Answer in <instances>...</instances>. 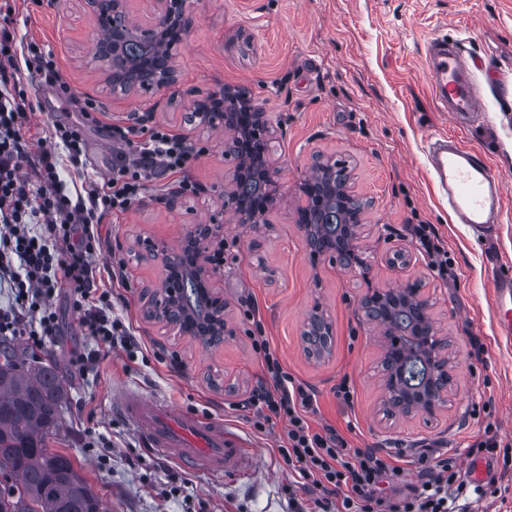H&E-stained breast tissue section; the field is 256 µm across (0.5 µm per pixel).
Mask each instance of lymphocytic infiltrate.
Wrapping results in <instances>:
<instances>
[{"label": "lymphocytic infiltrate", "mask_w": 512, "mask_h": 512, "mask_svg": "<svg viewBox=\"0 0 512 512\" xmlns=\"http://www.w3.org/2000/svg\"><path fill=\"white\" fill-rule=\"evenodd\" d=\"M71 98L69 85L52 58L36 42L17 46L9 24L0 25V281L16 292L17 311L0 313L1 336H25L36 346L59 334L53 300L67 291L85 335L135 356L138 345L131 328L112 314V292L97 286L94 257L101 248L98 226L110 213L124 212L144 198L152 181L179 175L182 195H198L200 187L186 178L192 160L208 152L206 143H187L163 125L108 126L113 146L112 171L104 183L85 185L72 194L59 170L62 162L82 169L87 129L99 126L92 103L81 108L77 123L55 124L50 146H33L27 131L31 103L23 95L26 80ZM272 387L255 389L249 402L257 410L253 427L265 431L277 421L288 424L279 454L319 496L318 512H468L467 479L454 458L439 449L419 452L422 465L416 484H405L402 469L372 448H355L334 428L312 430L315 390L293 383L262 327L251 330ZM405 484L397 496L377 492L381 482Z\"/></svg>", "instance_id": "f902f5d3"}]
</instances>
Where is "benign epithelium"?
<instances>
[{
	"label": "benign epithelium",
	"mask_w": 512,
	"mask_h": 512,
	"mask_svg": "<svg viewBox=\"0 0 512 512\" xmlns=\"http://www.w3.org/2000/svg\"><path fill=\"white\" fill-rule=\"evenodd\" d=\"M129 0H83L92 23L108 37L99 42L96 61L111 92H153L176 82L174 50L192 27L190 0H154L147 18L129 19ZM199 123L230 134L224 155L235 161L234 179L224 186L220 209L206 224H195L180 247L140 239V255L158 259L162 281L146 307L147 318L161 322L181 335L208 347L224 344L229 330L224 317V297L215 287L219 268L211 252L224 240V215L260 232L282 197L271 157L241 150L245 139L266 141L273 135L266 112L244 88H222L194 100ZM312 172L298 185L303 205L298 208L309 262L328 259L344 268L366 269L361 245L364 224L354 208L346 166L317 156ZM413 254L398 247L388 262L403 270ZM361 308L383 332L381 356L382 408L388 416H418L428 424L448 405L454 384L448 337L439 335L431 316L430 296L418 279L406 278L396 288L367 289ZM333 325L320 304H314L302 330L305 355L315 361L331 353Z\"/></svg>",
	"instance_id": "7a95c632"
}]
</instances>
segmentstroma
<instances>
[{"mask_svg": "<svg viewBox=\"0 0 512 512\" xmlns=\"http://www.w3.org/2000/svg\"><path fill=\"white\" fill-rule=\"evenodd\" d=\"M14 7L18 38L44 44L73 93L64 100L51 87L26 85L28 98L38 103L30 124L34 138L47 136L53 124L79 121L80 106L91 99L103 107L100 126L86 132V164L97 172L112 168L107 125L132 123L137 112L154 111L155 122L211 146L188 169L202 188L198 197L182 198L171 209L160 203L167 189L159 185L126 212L102 220L100 261L124 262L121 281L106 278L102 285L119 296L114 311L131 325L137 356L117 348L86 375L74 374L72 351L93 342L63 292L54 299L59 334L36 352L37 360L54 364L69 392L48 446L73 460L105 512H316L315 491L299 483L278 452L285 422L257 432L251 410L241 406L265 378L251 347L246 299L256 303L286 371L315 387L311 427L332 426L350 445L379 449L384 457L403 448L407 481L417 480L414 452L422 445L441 444L462 461L488 434L512 445V343L495 334L482 244L449 213L427 160V142L437 134L486 156L505 189L504 218L493 240L512 263V0H192L195 24L176 49V84L130 95L106 86L94 58L96 29L81 0H15ZM437 39L447 40L462 67L473 68L484 115L456 124L434 97L425 65ZM240 85L251 88L276 129L270 155L284 200L260 233L225 218V238L239 241L218 283L232 334L223 347L208 349L146 318L161 272L139 259L137 240L177 247L191 225L208 222L217 209V192L232 178L224 133L190 117L198 96ZM318 153L352 174V191L364 207L368 274L307 260L295 218L297 187ZM411 224L433 225L453 263L444 281L417 253L404 274L424 281L434 324L452 343L455 385L447 410L429 426L418 417L383 414L381 336L360 305L367 286L398 284L386 257L399 246L414 251L406 232ZM317 301L335 328L332 353L320 363L306 358L301 342ZM344 379L354 391L350 407L336 398ZM127 386L152 402L222 421L254 448L257 466L241 476L218 475L155 456L114 408ZM489 462L497 493L474 503L473 512H512V467L499 455Z\"/></svg>", "mask_w": 512, "mask_h": 512, "instance_id": "obj_1", "label": "stroma"}]
</instances>
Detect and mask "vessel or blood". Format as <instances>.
<instances>
[{"label": "vessel or blood", "instance_id": "vessel-or-blood-1", "mask_svg": "<svg viewBox=\"0 0 512 512\" xmlns=\"http://www.w3.org/2000/svg\"><path fill=\"white\" fill-rule=\"evenodd\" d=\"M427 73L438 98L453 116L483 109L480 89L462 77L447 47L435 46L426 60ZM428 163L449 210L474 233L486 235L502 214L504 187L487 159L445 135L434 137ZM492 267V309L499 335L512 337V268L503 265L496 251H489ZM115 408L133 422L157 456L174 458L198 469L228 472L252 464L240 436L214 419L168 416L158 405L145 403L134 390L121 391Z\"/></svg>", "mask_w": 512, "mask_h": 512}]
</instances>
